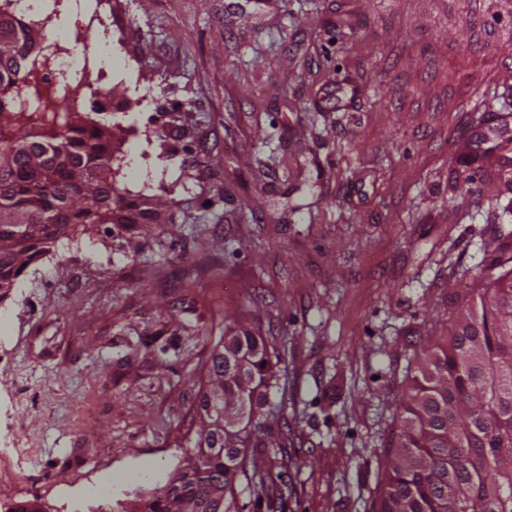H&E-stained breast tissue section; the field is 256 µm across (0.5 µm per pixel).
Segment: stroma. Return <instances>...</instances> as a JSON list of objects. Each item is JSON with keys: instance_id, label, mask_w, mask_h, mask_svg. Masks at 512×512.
<instances>
[{"instance_id": "obj_1", "label": "stroma", "mask_w": 512, "mask_h": 512, "mask_svg": "<svg viewBox=\"0 0 512 512\" xmlns=\"http://www.w3.org/2000/svg\"><path fill=\"white\" fill-rule=\"evenodd\" d=\"M83 31L117 186L160 218L61 239L0 302V503L133 512L238 324L281 357L287 444L248 449L240 512H376L406 367L512 224L455 155L512 112V0H59L38 29Z\"/></svg>"}]
</instances>
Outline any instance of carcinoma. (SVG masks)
Segmentation results:
<instances>
[{
  "mask_svg": "<svg viewBox=\"0 0 512 512\" xmlns=\"http://www.w3.org/2000/svg\"><path fill=\"white\" fill-rule=\"evenodd\" d=\"M10 39L0 42V300L49 245L94 224L129 230L151 211L119 194L112 130L89 114L56 112L25 73L42 41L0 8ZM32 224L19 236L16 225ZM498 255L481 270V316L460 310L445 338L415 356L416 368L392 416L383 452L378 512H512V233L498 229ZM275 352L240 326L213 347L207 379L224 378V434L196 430V470L175 472L141 505L172 512L178 498L224 500L238 512L236 480L248 448H280L262 436L268 394L279 384Z\"/></svg>",
  "mask_w": 512,
  "mask_h": 512,
  "instance_id": "obj_1",
  "label": "carcinoma"
}]
</instances>
